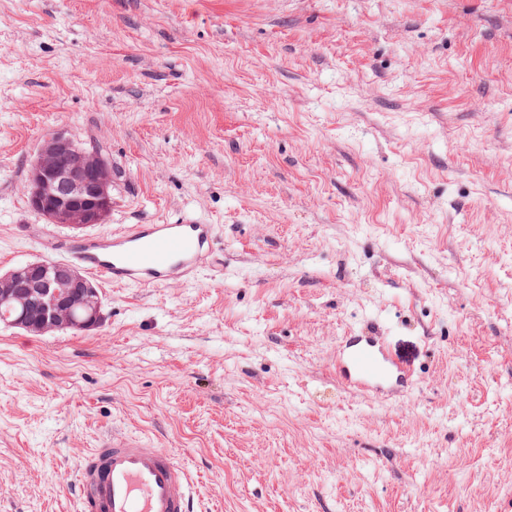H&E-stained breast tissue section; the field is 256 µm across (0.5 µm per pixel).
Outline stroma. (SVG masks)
Returning a JSON list of instances; mask_svg holds the SVG:
<instances>
[{"mask_svg": "<svg viewBox=\"0 0 512 512\" xmlns=\"http://www.w3.org/2000/svg\"><path fill=\"white\" fill-rule=\"evenodd\" d=\"M103 148L106 233L215 225L195 278L102 285L93 333L0 325V512H72L101 431L195 512L512 504V0H0V269L59 260L42 138ZM380 337L403 396L336 378Z\"/></svg>", "mask_w": 512, "mask_h": 512, "instance_id": "35a3bbf8", "label": "stroma"}]
</instances>
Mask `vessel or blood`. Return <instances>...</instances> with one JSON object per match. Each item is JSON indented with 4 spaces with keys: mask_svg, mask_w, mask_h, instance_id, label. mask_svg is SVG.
I'll list each match as a JSON object with an SVG mask.
<instances>
[{
    "mask_svg": "<svg viewBox=\"0 0 512 512\" xmlns=\"http://www.w3.org/2000/svg\"><path fill=\"white\" fill-rule=\"evenodd\" d=\"M214 240V225L185 216L169 224L91 234L63 253L108 285L150 286L194 276ZM336 371L361 391H390L407 380L373 336L344 337ZM192 485L189 469L169 449L138 436L106 434L78 465L76 512H193Z\"/></svg>",
    "mask_w": 512,
    "mask_h": 512,
    "instance_id": "vessel-or-blood-1",
    "label": "vessel or blood"
}]
</instances>
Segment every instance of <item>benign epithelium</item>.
I'll return each mask as SVG.
<instances>
[{
  "label": "benign epithelium",
  "instance_id": "1",
  "mask_svg": "<svg viewBox=\"0 0 512 512\" xmlns=\"http://www.w3.org/2000/svg\"><path fill=\"white\" fill-rule=\"evenodd\" d=\"M117 179L112 161L100 148L56 130L44 136L30 160L25 191L30 209L48 223L80 232L107 222ZM0 303L20 309L14 317L1 315L0 322L32 336L91 332L105 319L97 285L77 267L53 260L0 271Z\"/></svg>",
  "mask_w": 512,
  "mask_h": 512
}]
</instances>
